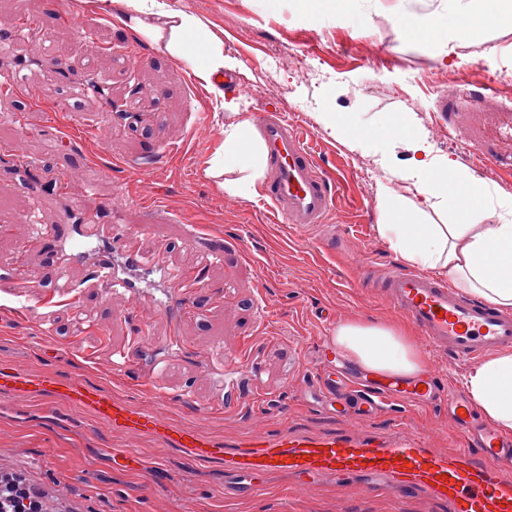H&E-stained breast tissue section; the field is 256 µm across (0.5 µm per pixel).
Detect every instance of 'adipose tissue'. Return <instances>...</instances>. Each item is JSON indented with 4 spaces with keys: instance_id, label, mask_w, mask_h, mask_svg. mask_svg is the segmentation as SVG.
Listing matches in <instances>:
<instances>
[{
    "instance_id": "adipose-tissue-1",
    "label": "adipose tissue",
    "mask_w": 512,
    "mask_h": 512,
    "mask_svg": "<svg viewBox=\"0 0 512 512\" xmlns=\"http://www.w3.org/2000/svg\"><path fill=\"white\" fill-rule=\"evenodd\" d=\"M100 2L107 11L116 3L130 8L129 25L161 45L222 104L229 121L208 173L225 193L255 198L256 186L267 174V159L253 123L239 119L237 103L225 101L223 88L213 81L237 67L224 53L223 37L204 18L166 0ZM505 14L512 16V0H495L483 9L472 6L445 18L434 11L413 26H400L398 33L431 37L450 52L472 30L496 29ZM391 130L404 138L413 156L404 167L386 164L389 180L377 185L380 235L404 261L433 271L480 300L512 308V223H487L486 185L447 158L434 156L426 132L411 115L397 113ZM395 181L408 184L410 197H396L391 188ZM446 209L450 219L436 222V215ZM333 343L356 364L378 374L412 376L426 368L402 327L346 321L337 325ZM464 387L485 419L502 433L512 432V352L488 355L466 375Z\"/></svg>"
}]
</instances>
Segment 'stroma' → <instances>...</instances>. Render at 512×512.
<instances>
[{"instance_id":"obj_1","label":"stroma","mask_w":512,"mask_h":512,"mask_svg":"<svg viewBox=\"0 0 512 512\" xmlns=\"http://www.w3.org/2000/svg\"><path fill=\"white\" fill-rule=\"evenodd\" d=\"M52 2L0 0V24H37L21 46L0 45V69L25 64L34 87L0 94V266L15 262L18 241L33 224L87 221L86 213L67 211L70 199L85 191L87 169L98 173V198L126 187L129 201L118 223L148 225V234L131 237L132 248H164L168 264L180 269L197 267L210 240L224 239L234 249L203 269L193 304L174 326L162 315L134 312L129 294L102 297L85 266L70 265L80 304L96 319L84 329L64 303L22 313L9 306L10 298L29 294L32 283L50 285L60 267L58 247L35 249L27 257L35 280H0V364L59 370L230 440L283 429H353L372 436L401 430L423 437L433 451L461 448L444 411H391L353 426L322 404L299 405L296 395L322 359L317 308L335 310L341 322L403 320L362 286L368 270L401 262L377 231L380 161L388 154L402 164L411 156L403 142L384 133L391 115L411 113L428 131L435 155L489 188L491 223L512 209V177L485 169L475 152L484 144L512 157V141L498 135L512 121V23L467 36L445 58L437 44L396 35L399 22L426 12L430 0H345L335 8L312 0H168L223 31L224 52L237 59L236 75L249 90L240 101L241 118L253 121L265 106L276 107L316 148L321 164L338 173L329 221L341 235L342 254L334 258L322 248L319 232L296 234L272 222L261 200L225 194L207 176V162L224 141V112L190 81L182 63L84 0H63L76 24L43 23ZM82 21L87 30L79 29ZM133 44L146 64L118 68ZM48 51L74 73L105 82L108 98L89 94L76 120L56 111L65 89L46 64ZM442 97L453 103L456 133L435 119ZM130 103L135 119L104 120L111 105ZM336 110L368 131L361 147L350 149L316 122V113ZM166 146L173 154L164 167L145 166L147 151ZM144 195L162 198L169 219L151 221L140 202ZM356 246L363 247L368 265L344 260ZM146 331L153 341L140 353L138 373H113V351ZM249 346L263 356V408L204 416L195 404L180 401L187 386L197 401L221 398L225 354ZM157 360L167 368L149 377ZM122 442L141 455L143 470L113 466L112 449ZM0 455L24 469L36 491L70 481L73 512H450L449 505L422 495L367 493L364 477H319L302 487L294 477L272 476L260 496L228 497L223 466L194 465L153 440L123 439L77 409L49 411L35 398L0 399Z\"/></svg>"}]
</instances>
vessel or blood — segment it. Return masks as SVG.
<instances>
[{"instance_id": "b4317fda", "label": "vessel or blood", "mask_w": 512, "mask_h": 512, "mask_svg": "<svg viewBox=\"0 0 512 512\" xmlns=\"http://www.w3.org/2000/svg\"><path fill=\"white\" fill-rule=\"evenodd\" d=\"M56 71L69 84V98L60 106L71 112L88 95V82L65 64ZM270 176L262 186L264 196L282 223L303 231L326 224L335 205L334 172L319 163L300 133L274 111L260 122ZM125 192L106 201L87 194L70 202L71 209L119 211ZM73 261L89 262L102 293L122 288L136 307L176 320L189 298L200 287L198 278L172 274L163 259H146L128 249L122 236L96 221L73 226ZM368 288L411 322L426 350L460 364H471L499 350L512 349V311L502 310L472 297L429 274L399 266L368 281ZM30 302L51 305L74 302V288L67 274H60L53 288L29 294ZM229 388L222 403L195 402L192 392L182 401L196 403L209 414L224 408L234 412L259 403L262 362L258 353L227 361ZM349 376L334 369L317 368L310 387L325 405L336 403V393L348 386ZM357 415L374 416L397 399L446 405L460 437L468 447L452 452L427 451L419 436L397 432L384 437L349 433H252L237 441L213 437L195 427L175 425L162 412L132 405L125 399L80 380L54 372H29L0 366V396L39 395L45 406L78 408L106 422L113 433L127 437H155L198 461L218 460L234 480L238 496H257L273 475L300 479L313 476L365 475L374 477L371 494L394 487L404 494H422L450 505L451 512H512V437L479 422L478 410L436 374L416 377L382 376L366 385Z\"/></svg>"}]
</instances>
